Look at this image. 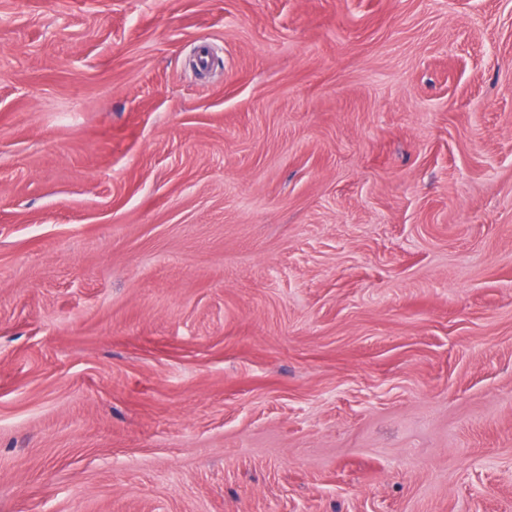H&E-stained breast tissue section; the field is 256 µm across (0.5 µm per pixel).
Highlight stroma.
<instances>
[{
	"label": "stroma",
	"instance_id": "35a3bbf8",
	"mask_svg": "<svg viewBox=\"0 0 512 512\" xmlns=\"http://www.w3.org/2000/svg\"><path fill=\"white\" fill-rule=\"evenodd\" d=\"M0 512H512V0H0Z\"/></svg>",
	"mask_w": 512,
	"mask_h": 512
}]
</instances>
